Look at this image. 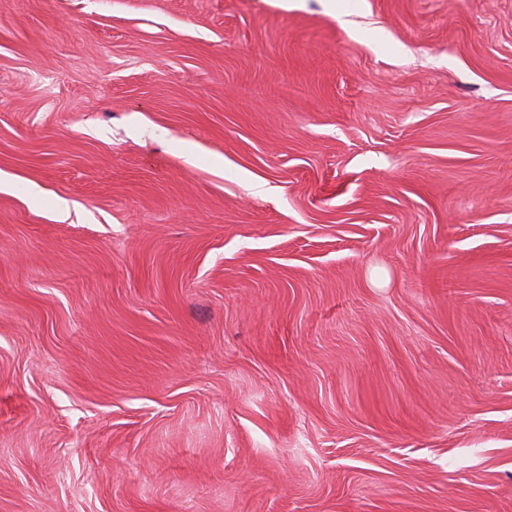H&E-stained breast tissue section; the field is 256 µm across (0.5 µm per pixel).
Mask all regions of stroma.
<instances>
[{
	"instance_id": "1",
	"label": "stroma",
	"mask_w": 512,
	"mask_h": 512,
	"mask_svg": "<svg viewBox=\"0 0 512 512\" xmlns=\"http://www.w3.org/2000/svg\"><path fill=\"white\" fill-rule=\"evenodd\" d=\"M0 512H512V0H0Z\"/></svg>"
}]
</instances>
